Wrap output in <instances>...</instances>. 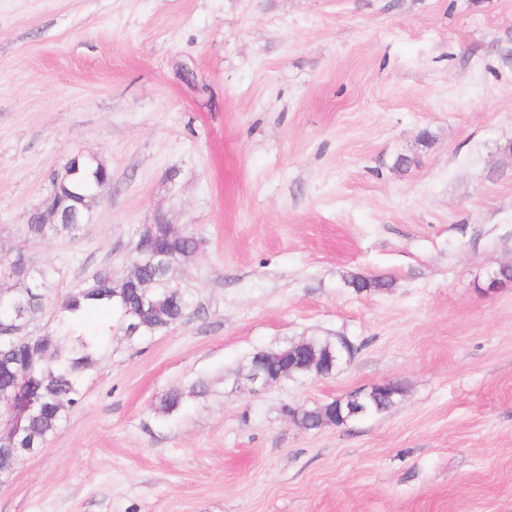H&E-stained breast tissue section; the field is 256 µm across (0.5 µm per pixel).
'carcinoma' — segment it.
Listing matches in <instances>:
<instances>
[{"mask_svg": "<svg viewBox=\"0 0 512 512\" xmlns=\"http://www.w3.org/2000/svg\"><path fill=\"white\" fill-rule=\"evenodd\" d=\"M64 169L66 172L52 182L49 194L60 223L34 221L29 229L38 238L60 231L76 234L91 205L98 201L100 187L112 183L110 171L91 156H73ZM51 277V270L42 269L31 277L32 283L18 281L12 285L9 303L0 308V320L13 321L17 305L27 315L42 307L41 289ZM179 284L173 273L165 274L146 264L139 268L134 280L119 287L112 271L101 268L85 287L69 294L59 306L56 334L44 337L49 351L47 359L30 360L26 346L12 338L0 340V438L6 439L18 430L36 447H44L81 399L83 381L109 351L112 335L121 333L134 343L184 319L191 308L192 296ZM348 285L357 291L381 290L389 287V282L355 275ZM145 295L157 303L163 317L156 316L154 309L142 301ZM101 309L111 311L112 320L102 326H87V313ZM137 317L144 319L149 327L133 334L131 324ZM25 396L37 400L34 409L25 413L13 411L12 404ZM395 398L393 389L376 391L366 399V415L389 409Z\"/></svg>", "mask_w": 512, "mask_h": 512, "instance_id": "cac0c4a2", "label": "carcinoma"}]
</instances>
